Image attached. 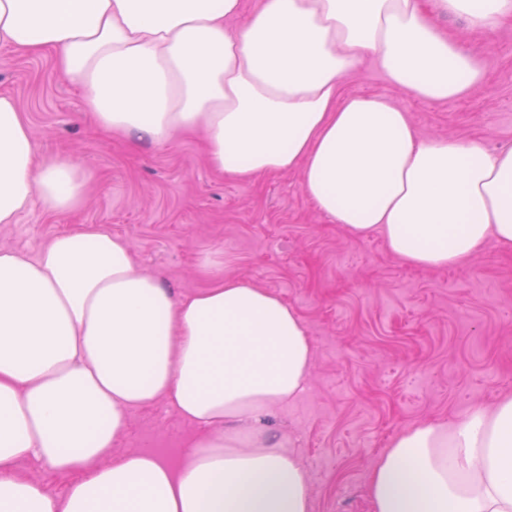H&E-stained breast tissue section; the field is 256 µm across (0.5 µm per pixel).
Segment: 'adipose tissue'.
Returning a JSON list of instances; mask_svg holds the SVG:
<instances>
[{"label": "adipose tissue", "instance_id": "ef3b65f1", "mask_svg": "<svg viewBox=\"0 0 512 512\" xmlns=\"http://www.w3.org/2000/svg\"><path fill=\"white\" fill-rule=\"evenodd\" d=\"M485 32L512 0H0V43L51 54L105 133L163 145L201 133L211 165L300 172L317 210L379 234L415 269L512 251V147L422 138L388 98L347 95L363 61L417 98L485 78L441 16ZM91 174L37 157L0 96V224L81 206ZM312 345L280 297L235 277L175 294L127 241L89 227L36 256L0 249V512H310L306 472L270 422L304 391ZM164 401L198 432L178 464L109 460L132 408ZM65 482L47 493L21 461ZM373 512H512V396L400 431L369 478Z\"/></svg>", "mask_w": 512, "mask_h": 512}]
</instances>
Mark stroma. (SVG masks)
Returning a JSON list of instances; mask_svg holds the SVG:
<instances>
[{
  "label": "stroma",
  "instance_id": "stroma-1",
  "mask_svg": "<svg viewBox=\"0 0 512 512\" xmlns=\"http://www.w3.org/2000/svg\"><path fill=\"white\" fill-rule=\"evenodd\" d=\"M443 24L462 49L484 47L486 80L469 95L421 100L369 61L344 93L387 97L425 139L512 146V20L481 34L458 17ZM2 94L25 113L38 155L88 165L92 179L74 211L54 215L36 204L0 224V249L33 256L54 235L100 226L176 293L232 275L279 296L304 321L313 348L307 386L273 421L294 439L311 512H371L369 472L394 435L460 421L473 406L512 395V252L491 243L461 268H411L378 234L357 236L322 216L299 173L240 181L212 168L194 136L135 150L104 136L51 56L0 43ZM194 432L160 402L131 411L112 454L151 449L175 461Z\"/></svg>",
  "mask_w": 512,
  "mask_h": 512
}]
</instances>
